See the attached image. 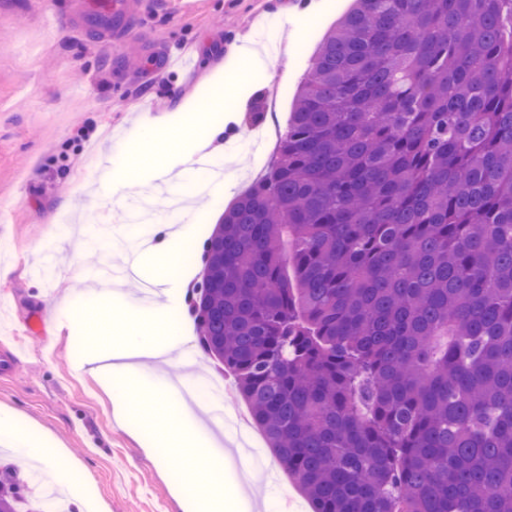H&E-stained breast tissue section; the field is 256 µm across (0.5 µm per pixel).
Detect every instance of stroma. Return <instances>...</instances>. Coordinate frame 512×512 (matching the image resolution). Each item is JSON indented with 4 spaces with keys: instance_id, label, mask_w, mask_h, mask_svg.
I'll use <instances>...</instances> for the list:
<instances>
[{
    "instance_id": "1",
    "label": "stroma",
    "mask_w": 512,
    "mask_h": 512,
    "mask_svg": "<svg viewBox=\"0 0 512 512\" xmlns=\"http://www.w3.org/2000/svg\"><path fill=\"white\" fill-rule=\"evenodd\" d=\"M100 0H0V409L11 412V453H0V469L27 459L32 446H61L62 477H73V499L105 506L106 512H184L200 491L199 481L218 460L190 467L184 457L164 449L157 429H145L136 412L139 396L120 385L104 390L85 374L81 362L93 347L79 312L100 303L98 264L85 260L92 249L83 230L93 227L106 245L101 255L121 252L139 222L126 209L136 190L113 198L105 178L135 148L164 155L163 142H141L138 118L166 120L184 100L197 101L201 126L223 121L210 105L211 75L243 42L254 41L260 22L278 16V35L293 26L292 8H319L310 30L298 33L288 48V65L254 68L248 98H225L237 114L216 139L210 157L224 158L231 142L265 130L266 151L274 153L294 108L298 86L325 34L349 10L352 0H145L139 5L136 32L112 45L106 35L85 33L77 15ZM194 57L196 69L163 70L172 54ZM263 96L265 109L253 116L251 99ZM249 154L223 178L206 179L197 167L156 191L148 208L155 219L168 214L167 195L194 201L182 214L191 225L195 257L186 286L173 310L180 319L178 362L166 377L144 375L145 391H165V378L183 376V357L194 369L221 379L223 367L198 351L189 297L201 279L200 252L231 200L222 183L243 191L263 174ZM57 267L52 282L37 284L30 274L45 252ZM136 288L112 300L102 315L103 332L148 316ZM266 463L277 480L257 476L241 487L258 499L259 512H311L305 496L274 457Z\"/></svg>"
}]
</instances>
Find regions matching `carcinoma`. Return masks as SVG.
I'll use <instances>...</instances> for the list:
<instances>
[{"label": "carcinoma", "instance_id": "carcinoma-1", "mask_svg": "<svg viewBox=\"0 0 512 512\" xmlns=\"http://www.w3.org/2000/svg\"><path fill=\"white\" fill-rule=\"evenodd\" d=\"M354 2L205 242L198 342L311 512H512V0Z\"/></svg>", "mask_w": 512, "mask_h": 512}]
</instances>
